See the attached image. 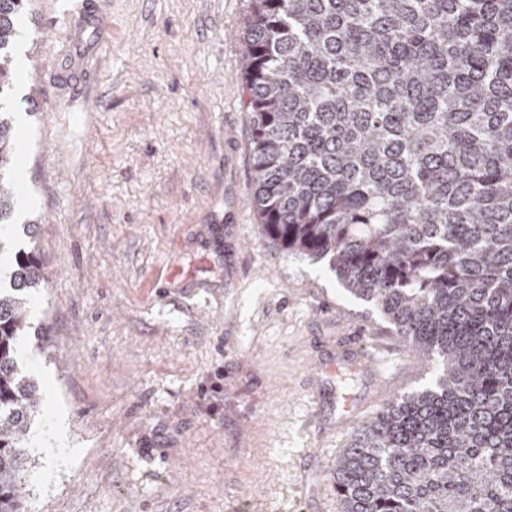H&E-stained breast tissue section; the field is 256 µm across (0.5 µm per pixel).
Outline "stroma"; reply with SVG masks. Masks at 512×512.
Returning <instances> with one entry per match:
<instances>
[{"instance_id":"stroma-1","label":"stroma","mask_w":512,"mask_h":512,"mask_svg":"<svg viewBox=\"0 0 512 512\" xmlns=\"http://www.w3.org/2000/svg\"><path fill=\"white\" fill-rule=\"evenodd\" d=\"M91 2L81 65L62 0H31L11 49L7 178L31 204L6 253L45 272L19 347L44 395L24 510L343 512L352 431L436 367L261 236L249 0Z\"/></svg>"}]
</instances>
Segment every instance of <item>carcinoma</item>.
<instances>
[{
    "label": "carcinoma",
    "mask_w": 512,
    "mask_h": 512,
    "mask_svg": "<svg viewBox=\"0 0 512 512\" xmlns=\"http://www.w3.org/2000/svg\"><path fill=\"white\" fill-rule=\"evenodd\" d=\"M27 3L0 0V100ZM244 39L262 234L442 365L353 432L344 512H512V0H250ZM13 200L0 178V225ZM43 280L29 252L0 291V512L44 401L15 356Z\"/></svg>",
    "instance_id": "carcinoma-1"
}]
</instances>
